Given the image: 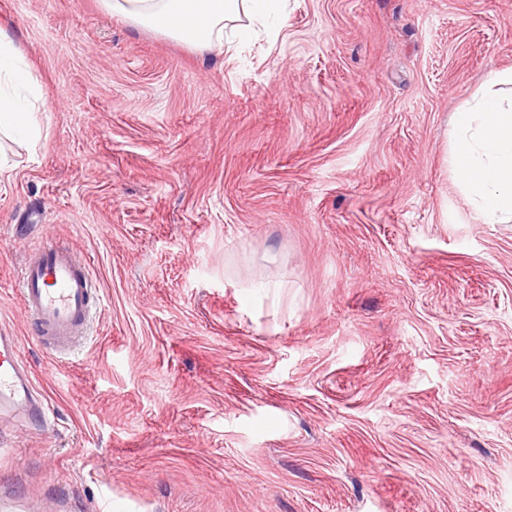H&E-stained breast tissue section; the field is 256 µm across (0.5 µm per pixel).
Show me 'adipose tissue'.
<instances>
[{
	"label": "adipose tissue",
	"instance_id": "adipose-tissue-1",
	"mask_svg": "<svg viewBox=\"0 0 512 512\" xmlns=\"http://www.w3.org/2000/svg\"><path fill=\"white\" fill-rule=\"evenodd\" d=\"M112 13L204 52L223 43L226 23L261 17L272 0H102ZM41 90L15 40L0 29V137L36 148ZM452 165L484 223L512 221V67L456 113Z\"/></svg>",
	"mask_w": 512,
	"mask_h": 512
}]
</instances>
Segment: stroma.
Returning <instances> with one entry per match:
<instances>
[{
  "instance_id": "35a3bbf8",
  "label": "stroma",
  "mask_w": 512,
  "mask_h": 512,
  "mask_svg": "<svg viewBox=\"0 0 512 512\" xmlns=\"http://www.w3.org/2000/svg\"><path fill=\"white\" fill-rule=\"evenodd\" d=\"M42 89L4 141L0 325L53 403L0 512H512V223L449 164L512 0H287L200 53L100 0H0ZM73 246L56 352L15 288ZM89 269L71 248L47 242L25 260L18 279L24 313L36 334L59 352L83 335L91 317Z\"/></svg>"
}]
</instances>
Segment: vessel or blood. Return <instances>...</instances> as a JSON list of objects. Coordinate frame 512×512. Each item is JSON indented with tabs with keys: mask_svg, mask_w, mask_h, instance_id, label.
<instances>
[{
	"mask_svg": "<svg viewBox=\"0 0 512 512\" xmlns=\"http://www.w3.org/2000/svg\"><path fill=\"white\" fill-rule=\"evenodd\" d=\"M93 287L80 256L52 242L29 255L18 279L23 311L37 336L61 352L69 351L84 333L91 317ZM34 393V380L18 337L0 330V424L46 423L51 402L35 398Z\"/></svg>",
	"mask_w": 512,
	"mask_h": 512,
	"instance_id": "vessel-or-blood-1",
	"label": "vessel or blood"
}]
</instances>
